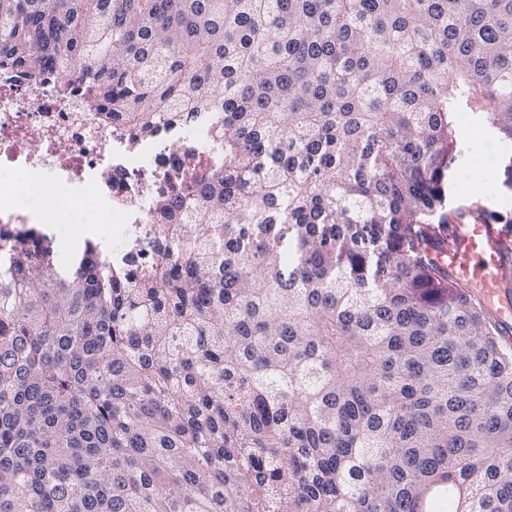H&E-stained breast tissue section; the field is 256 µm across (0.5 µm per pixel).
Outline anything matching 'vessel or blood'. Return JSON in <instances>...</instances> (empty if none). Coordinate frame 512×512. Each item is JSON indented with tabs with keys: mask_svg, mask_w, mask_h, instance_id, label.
Instances as JSON below:
<instances>
[{
	"mask_svg": "<svg viewBox=\"0 0 512 512\" xmlns=\"http://www.w3.org/2000/svg\"><path fill=\"white\" fill-rule=\"evenodd\" d=\"M511 240V227L478 218L453 226L448 247V266L454 278L493 307L508 335L512 334V297L501 284L512 274V253L505 249Z\"/></svg>",
	"mask_w": 512,
	"mask_h": 512,
	"instance_id": "1",
	"label": "vessel or blood"
}]
</instances>
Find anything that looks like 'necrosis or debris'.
<instances>
[{"label": "necrosis or debris", "instance_id": "4bbe7bcc", "mask_svg": "<svg viewBox=\"0 0 512 512\" xmlns=\"http://www.w3.org/2000/svg\"><path fill=\"white\" fill-rule=\"evenodd\" d=\"M23 142L32 143V151L21 152ZM212 164L205 138L195 139L187 151L169 149L156 137L130 140L125 130L96 119L93 102L53 95L43 84L0 69V167L21 175L16 183L0 184V224L59 223L56 199L32 214L17 208L13 198L63 185L74 202L95 203L111 218L119 236L112 258L119 261L135 225L156 223L155 191L193 180Z\"/></svg>", "mask_w": 512, "mask_h": 512}]
</instances>
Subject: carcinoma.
<instances>
[{"label": "carcinoma", "mask_w": 512, "mask_h": 512, "mask_svg": "<svg viewBox=\"0 0 512 512\" xmlns=\"http://www.w3.org/2000/svg\"><path fill=\"white\" fill-rule=\"evenodd\" d=\"M199 128L124 262L0 251V512H512V345L433 254L512 0H0V65Z\"/></svg>", "instance_id": "obj_1"}]
</instances>
